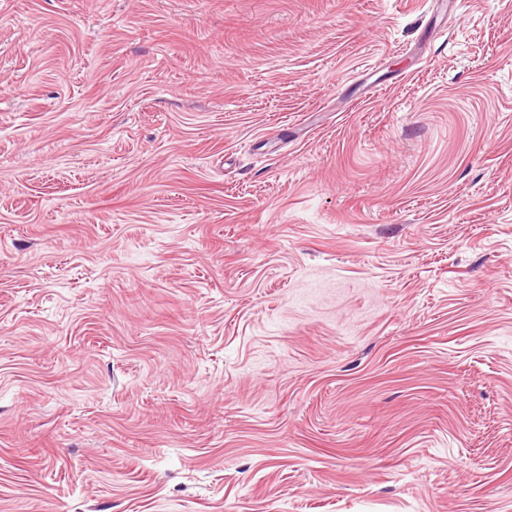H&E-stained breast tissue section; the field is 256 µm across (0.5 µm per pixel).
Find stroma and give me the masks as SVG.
<instances>
[{
  "mask_svg": "<svg viewBox=\"0 0 512 512\" xmlns=\"http://www.w3.org/2000/svg\"><path fill=\"white\" fill-rule=\"evenodd\" d=\"M0 512H512V0H0Z\"/></svg>",
  "mask_w": 512,
  "mask_h": 512,
  "instance_id": "1",
  "label": "stroma"
}]
</instances>
